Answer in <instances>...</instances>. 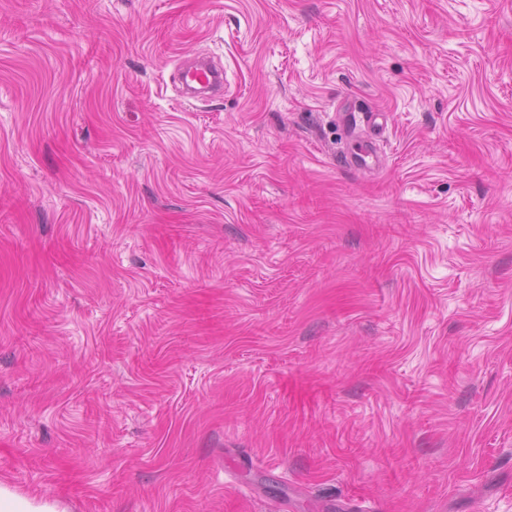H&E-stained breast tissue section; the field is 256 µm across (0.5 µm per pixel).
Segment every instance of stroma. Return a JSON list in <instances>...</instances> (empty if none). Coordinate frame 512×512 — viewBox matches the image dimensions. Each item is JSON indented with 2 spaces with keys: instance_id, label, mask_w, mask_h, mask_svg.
I'll return each instance as SVG.
<instances>
[{
  "instance_id": "stroma-1",
  "label": "stroma",
  "mask_w": 512,
  "mask_h": 512,
  "mask_svg": "<svg viewBox=\"0 0 512 512\" xmlns=\"http://www.w3.org/2000/svg\"><path fill=\"white\" fill-rule=\"evenodd\" d=\"M1 480L512 512V0H0ZM184 74L186 75V85L193 96L224 84L223 71L214 66L195 67L187 70ZM379 156L376 150L364 141L360 140L355 149L336 153V165L345 167L360 173H365L378 165Z\"/></svg>"
}]
</instances>
